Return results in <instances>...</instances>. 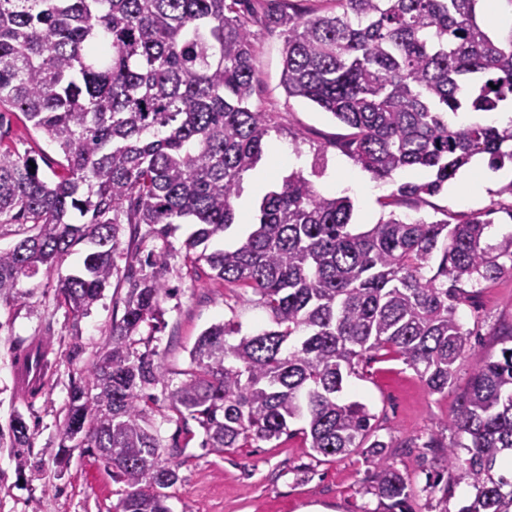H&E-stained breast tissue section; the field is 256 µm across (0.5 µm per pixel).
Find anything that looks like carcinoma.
<instances>
[{"instance_id":"cac0c4a2","label":"carcinoma","mask_w":512,"mask_h":512,"mask_svg":"<svg viewBox=\"0 0 512 512\" xmlns=\"http://www.w3.org/2000/svg\"><path fill=\"white\" fill-rule=\"evenodd\" d=\"M243 0H0V105L18 110L61 154L47 179L31 158L0 146V300L24 299L23 280L50 271L84 241L93 249L57 288L75 316L111 279L128 284L112 343L72 384L60 448H94L124 484L115 512H171L167 489L181 463L161 465L149 390L165 382L156 353L134 348L164 315L168 249L120 270L122 226L168 239L178 224L191 271L252 290L271 326L244 333L233 321L204 329L189 352L170 408L195 420L204 447L223 453L300 428L317 455L357 450L384 512H412L416 489L388 463L393 441L377 435L367 404L345 398L349 377L380 350L402 359L433 394L453 388L469 332L460 306L484 284L512 275V236L484 241L483 214L446 220L394 212L365 231L351 227L349 197H327L293 173L261 200L235 247L209 248L235 224L243 175L264 152V115L251 107L256 62ZM305 17L283 9L261 23L285 36L282 85L351 129L346 154L376 179L424 168L433 179L397 196L435 195L476 155L512 162V123L448 114L512 106V33L479 21L480 0H332ZM424 444L441 470L421 491L448 512V491L475 490L460 512H512V328L501 357L477 361L450 423ZM10 447H32L21 415Z\"/></svg>"}]
</instances>
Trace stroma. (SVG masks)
Here are the masks:
<instances>
[{
  "instance_id": "35a3bbf8",
  "label": "stroma",
  "mask_w": 512,
  "mask_h": 512,
  "mask_svg": "<svg viewBox=\"0 0 512 512\" xmlns=\"http://www.w3.org/2000/svg\"><path fill=\"white\" fill-rule=\"evenodd\" d=\"M257 55L251 103L263 112L268 133L264 154L254 172L245 173L241 200L249 201V218L239 220L226 232L224 243H240L257 215L259 202L252 199L255 173L265 174L268 190L280 189L289 168L276 164L275 154L288 149L301 159L300 170L323 195H334V177L370 175L354 163L338 141L344 127L312 103L288 97L281 85L284 37L280 32L253 25ZM11 124L7 145L20 154L37 157L44 175L57 170L60 154L42 133L25 125L21 113H6ZM426 171L408 168L392 178L373 181L375 193L352 195L353 222L362 231L388 211L410 219L448 218L456 224L476 213L492 211L485 241L496 245L512 235V197L488 191L477 201H460L450 189L421 199L396 198L405 182L427 180ZM371 180V179H370ZM189 225L168 240H152L154 248L170 245L174 252L163 276L173 292L162 303L164 316L148 347L156 352L167 382L153 394V425L162 440L163 459L180 462V482L170 488L173 512H372L377 501L367 494L369 465L362 454L352 453L329 461H316L302 435L258 442L249 448L214 453L202 448L203 433L193 420L178 418L169 408L167 384L178 383L187 368L189 352L201 332L221 320L240 322L251 330L267 322L268 315L252 300V294L211 278L209 268L190 275L183 264V243ZM88 249L81 243L50 275L24 282L23 303L0 305V431L8 430L12 418L23 414L33 433L25 461H18L9 443H0V512H113L123 490L111 471L82 449L71 452L67 468H59L58 427L68 402L72 383L88 381L93 357L112 341V319L123 314L127 291L123 278H112L87 315L73 318L55 300L61 278L70 274ZM464 328L470 331L469 354L459 365L456 392L467 388L474 372L475 356L495 357L502 348L501 331L512 325V277L506 276L482 288L476 302L460 309ZM50 343L48 387L28 403L16 389L13 353L32 339ZM346 394L366 403L375 415L381 437L392 438L395 447L390 463L409 473L416 485L438 466L437 456L423 443L450 420L454 395L430 393L427 386L402 360L379 356L350 377Z\"/></svg>"
}]
</instances>
